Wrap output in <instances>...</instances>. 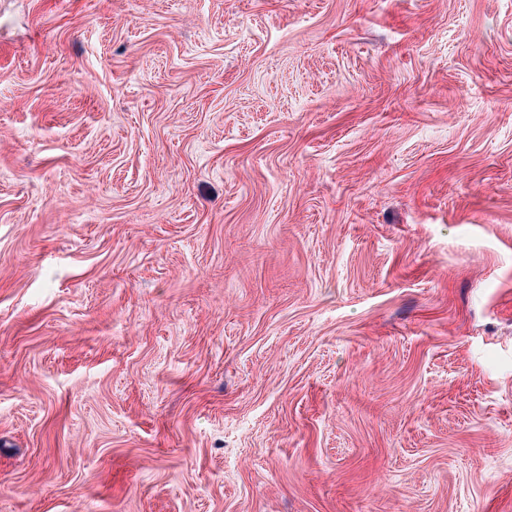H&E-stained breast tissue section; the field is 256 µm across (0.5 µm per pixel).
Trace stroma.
<instances>
[{"label":"stroma","instance_id":"stroma-1","mask_svg":"<svg viewBox=\"0 0 512 512\" xmlns=\"http://www.w3.org/2000/svg\"><path fill=\"white\" fill-rule=\"evenodd\" d=\"M0 512H512V0H0Z\"/></svg>","mask_w":512,"mask_h":512}]
</instances>
